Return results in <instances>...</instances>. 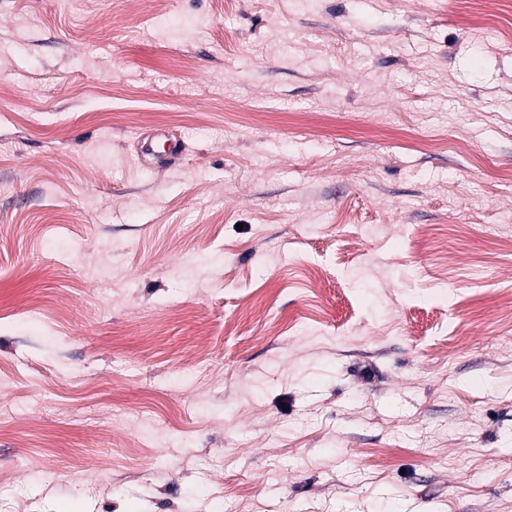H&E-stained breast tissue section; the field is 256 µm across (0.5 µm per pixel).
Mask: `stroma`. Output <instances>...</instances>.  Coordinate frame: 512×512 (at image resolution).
<instances>
[{"instance_id":"obj_1","label":"stroma","mask_w":512,"mask_h":512,"mask_svg":"<svg viewBox=\"0 0 512 512\" xmlns=\"http://www.w3.org/2000/svg\"><path fill=\"white\" fill-rule=\"evenodd\" d=\"M228 504L512 512V0H0V512Z\"/></svg>"}]
</instances>
